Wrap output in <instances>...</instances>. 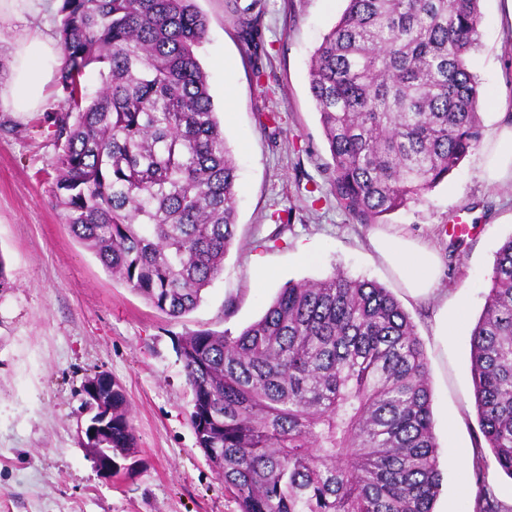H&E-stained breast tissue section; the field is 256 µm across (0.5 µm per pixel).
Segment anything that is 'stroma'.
<instances>
[{
  "instance_id": "obj_1",
  "label": "stroma",
  "mask_w": 512,
  "mask_h": 512,
  "mask_svg": "<svg viewBox=\"0 0 512 512\" xmlns=\"http://www.w3.org/2000/svg\"><path fill=\"white\" fill-rule=\"evenodd\" d=\"M197 4L208 21L197 57L239 165L237 227L223 274L185 317H168L112 279L65 224L45 128L61 104L56 85L39 111L0 112V512H239L196 445L180 340L200 329L239 333L286 282L337 268L382 284L410 314L427 353L441 448L436 507L470 512L480 431L469 334L495 253L512 237V179L492 182L485 170L502 119L512 120V25L499 0H481L478 47L468 59L480 81L478 149L424 202L370 225L353 223L331 193L332 160L309 89L310 59L345 0H262V55L246 51L225 0ZM454 211L474 230L451 264ZM276 231L275 248L258 247ZM378 233L436 252L444 262L436 291L411 296L375 251ZM461 303L466 319L439 336L441 309ZM98 374L122 386L136 435L132 468L112 478L78 443L82 385Z\"/></svg>"
}]
</instances>
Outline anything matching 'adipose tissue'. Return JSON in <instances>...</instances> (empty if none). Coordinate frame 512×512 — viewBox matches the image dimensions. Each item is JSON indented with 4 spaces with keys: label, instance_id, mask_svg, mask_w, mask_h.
<instances>
[{
    "label": "adipose tissue",
    "instance_id": "ef3b65f1",
    "mask_svg": "<svg viewBox=\"0 0 512 512\" xmlns=\"http://www.w3.org/2000/svg\"><path fill=\"white\" fill-rule=\"evenodd\" d=\"M61 62V46L54 36L38 29L17 35L13 41L11 79L6 86H0V112L38 111L44 101L45 87ZM375 245L410 293L424 296L433 291L437 264L425 246L404 237L390 236L378 238Z\"/></svg>",
    "mask_w": 512,
    "mask_h": 512
}]
</instances>
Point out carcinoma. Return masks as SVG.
<instances>
[{"label":"carcinoma","mask_w":512,"mask_h":512,"mask_svg":"<svg viewBox=\"0 0 512 512\" xmlns=\"http://www.w3.org/2000/svg\"><path fill=\"white\" fill-rule=\"evenodd\" d=\"M255 4L245 44L263 48ZM64 93L50 118L52 191L113 278L178 319L224 272L237 165L195 50L196 0H60ZM480 0H347L315 50L309 87L331 192L358 224L425 196L480 141ZM94 71L92 93L84 83ZM479 431L512 478V237L470 333ZM179 356L198 447L240 512H434L441 488L425 347L392 293L337 269L290 281L239 334L201 329ZM89 448L136 447L124 390ZM473 469L471 512H512Z\"/></svg>","instance_id":"1"}]
</instances>
